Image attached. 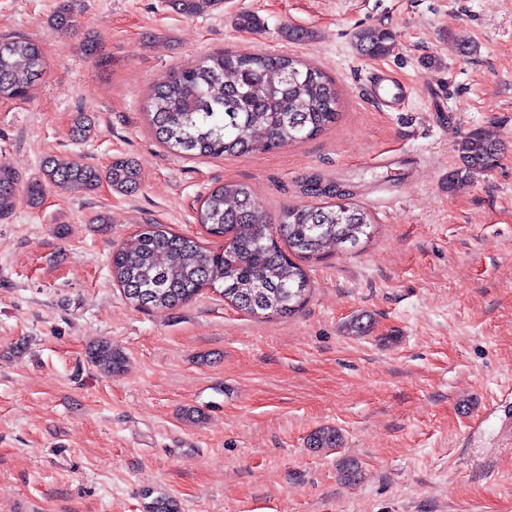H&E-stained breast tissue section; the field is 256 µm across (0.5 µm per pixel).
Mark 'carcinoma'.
<instances>
[{"label": "carcinoma", "mask_w": 512, "mask_h": 512, "mask_svg": "<svg viewBox=\"0 0 512 512\" xmlns=\"http://www.w3.org/2000/svg\"><path fill=\"white\" fill-rule=\"evenodd\" d=\"M219 0H170L171 7L195 16ZM53 25L73 26L70 0H61ZM396 35L385 27H367L354 36L365 58L389 55ZM47 67L40 44L29 37L0 40V102L31 96ZM338 91L318 67L283 54L207 55L159 80L148 99V116L156 140L168 151L187 157L237 156L278 150L313 137L338 118ZM91 122L79 114L71 135L85 140ZM460 166L448 175V190L467 184L476 173L499 161L497 141L477 128L459 142ZM44 181L25 187L28 202L43 199L44 184L64 190L93 191L107 183L121 193L138 189L140 172L130 158L115 156L104 170L74 158L50 156L42 162ZM18 178L0 161V217L12 212ZM331 202L292 205L269 215L248 186L225 183L210 190L197 210V223L215 238H227L218 251H208L188 236L149 224L134 246L112 253V279L135 308L165 311L185 304L202 289L221 290L224 300L252 315H291L309 296V279L301 265L328 251H350L369 239V213L332 188ZM91 363L107 373L122 370L124 358L102 342L88 352ZM341 434L333 427L314 432L310 446L335 448ZM146 512H179L177 502L153 495Z\"/></svg>", "instance_id": "1"}]
</instances>
